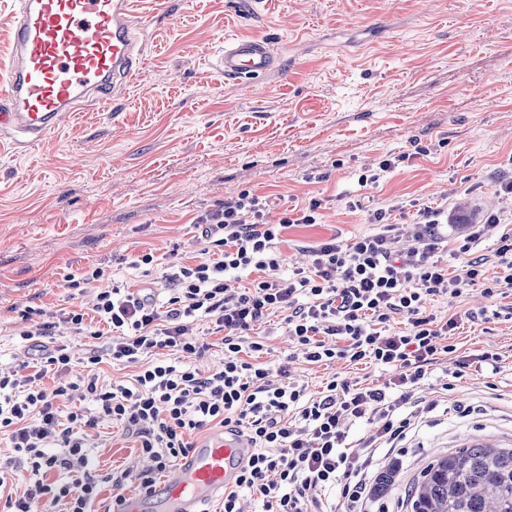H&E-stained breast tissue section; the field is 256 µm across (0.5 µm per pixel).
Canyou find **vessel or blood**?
I'll use <instances>...</instances> for the list:
<instances>
[{
	"label": "vessel or blood",
	"mask_w": 512,
	"mask_h": 512,
	"mask_svg": "<svg viewBox=\"0 0 512 512\" xmlns=\"http://www.w3.org/2000/svg\"><path fill=\"white\" fill-rule=\"evenodd\" d=\"M11 57L0 70V132L43 139L67 113L105 103L143 63V18L134 0H14ZM225 77L251 83L277 72L279 53L264 38L226 43ZM250 454L242 432L218 431L179 458L165 481L120 499L115 512H201L235 485Z\"/></svg>",
	"instance_id": "1"
}]
</instances>
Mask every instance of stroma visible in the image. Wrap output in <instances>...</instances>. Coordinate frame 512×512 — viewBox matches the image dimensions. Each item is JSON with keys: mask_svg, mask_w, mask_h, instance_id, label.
<instances>
[{"mask_svg": "<svg viewBox=\"0 0 512 512\" xmlns=\"http://www.w3.org/2000/svg\"><path fill=\"white\" fill-rule=\"evenodd\" d=\"M152 25L144 62L107 104L68 113L32 145L0 137V366L24 360L20 309L90 306L102 268L130 291L145 285L118 267L153 252L154 277L172 258L203 260L195 225L225 197L248 189L301 207L324 199L321 223L282 233L284 270L304 265V247L367 231L346 207L394 200V221L420 204H470L465 222L499 210V178L512 175V0H138ZM261 35L280 46L283 79L244 84L219 66L224 42ZM398 167L361 188L360 172L384 155ZM81 279L77 290L66 276ZM508 300L465 292L470 311L453 338L460 353L500 352L498 372L471 366L453 378L437 366L420 396L449 384L445 398L386 456L398 463L383 502L366 512H407V490L434 458L476 442L512 448V316ZM261 362L287 364L308 394L331 377L380 387L374 365L292 359L281 317L254 326ZM92 449L97 473L146 470L120 425L102 423Z\"/></svg>", "mask_w": 512, "mask_h": 512, "instance_id": "35a3bbf8", "label": "stroma"}]
</instances>
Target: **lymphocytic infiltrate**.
Instances as JSON below:
<instances>
[{"mask_svg": "<svg viewBox=\"0 0 512 512\" xmlns=\"http://www.w3.org/2000/svg\"><path fill=\"white\" fill-rule=\"evenodd\" d=\"M495 191L506 209L465 225L457 237L465 260L453 272L434 258L447 210L420 207L410 234L392 221L397 206L389 203L367 211L372 231L350 239L331 235L310 247L307 267L282 274V231L319 223L322 202L313 198L307 207L284 209L270 224L269 198L243 190L198 217L203 240L218 256L171 264L159 283L165 301L152 291L101 288L93 311L112 336L92 329L83 310L25 307L20 316L32 365L26 374L0 369V436L28 464L33 480L22 495L6 498L0 512H30L37 498L62 505V512H90L101 482L124 486L128 472L97 477L87 454L90 430L105 421L119 424L152 461L140 476L142 487L191 450L189 434L235 428L246 433L253 452L236 489L225 492L221 512H241L243 489L260 498L264 512L319 510V492L333 488L346 512H358L377 450L398 448L429 411L414 399L415 385L442 356L455 355V377L469 366L451 342L458 316L428 310L429 300L456 303L465 288L480 282L488 298H512V177L497 181ZM488 239L494 248L479 253ZM489 266L497 270L490 280ZM254 271L260 280L239 287L242 275ZM279 312L306 362H370L391 371L392 379L372 388L334 378L316 396L302 385L274 382L269 368L252 361L263 345L248 334ZM399 317L407 322L401 333L391 329ZM196 318L222 335L224 359L207 372L165 358L169 352L204 353L205 344L191 337L189 322ZM60 328L94 340L82 373H73L65 347L44 343ZM107 359L140 370L130 384L112 386L98 373ZM48 375L49 386L43 382ZM77 392L92 408L71 407ZM363 419L377 422L376 434L349 442L351 426Z\"/></svg>", "mask_w": 512, "mask_h": 512, "instance_id": "lymphocytic-infiltrate-1", "label": "lymphocytic infiltrate"}]
</instances>
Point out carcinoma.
<instances>
[{"mask_svg": "<svg viewBox=\"0 0 512 512\" xmlns=\"http://www.w3.org/2000/svg\"><path fill=\"white\" fill-rule=\"evenodd\" d=\"M394 470L380 472L372 496L390 490ZM410 512H512V448L475 443L429 462L408 492Z\"/></svg>", "mask_w": 512, "mask_h": 512, "instance_id": "obj_1", "label": "carcinoma"}]
</instances>
